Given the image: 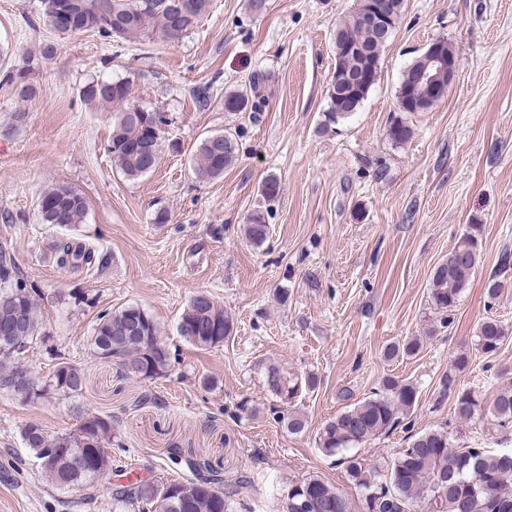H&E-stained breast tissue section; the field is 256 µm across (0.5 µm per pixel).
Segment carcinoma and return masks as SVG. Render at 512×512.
Returning a JSON list of instances; mask_svg holds the SVG:
<instances>
[{
  "mask_svg": "<svg viewBox=\"0 0 512 512\" xmlns=\"http://www.w3.org/2000/svg\"><path fill=\"white\" fill-rule=\"evenodd\" d=\"M73 24L56 30L61 36L80 32H95L103 38L128 42H173L196 28L208 12L210 0H66ZM390 17L388 25L395 30L404 11V0H380ZM335 53L334 72L337 79L329 89L330 107L327 124L349 118L367 98L378 81L384 43L380 32L363 22L357 14H348L336 23L332 35ZM425 54L417 56L404 70L400 82L399 107L406 106L409 95L426 101L433 99L432 86L412 88L415 70L426 63ZM130 82L123 79L97 78L82 91L85 101L113 110L112 135L108 152L123 177L139 178L159 164L161 153L150 157L149 145L156 140L155 125H167L165 115L155 113V121L141 123L130 113L141 106L130 100ZM388 137L398 143L408 141L412 129L403 121H395ZM237 155V142L229 133L204 137L195 153V172L201 179H215L224 174ZM38 206L42 222L66 230L84 223L87 213L85 197L74 188L59 184L40 195ZM270 225L263 212L256 211L245 225L249 241L259 246L270 235ZM478 224L462 234L448 251L445 260L432 275L430 300L434 309L451 317L461 291L475 273L480 256ZM57 262L80 267L95 265L103 269L108 256L91 248L73 245L68 239L55 244ZM27 286L11 259L0 252V390L13 391L12 382L19 372L26 377L28 400H39L49 393L70 395L85 384L80 367L59 362L49 380L42 382L27 372L22 364L26 344L41 336L42 320L38 316L34 294ZM234 326L224 309L213 299L195 295L183 310L178 331L183 339L198 349L206 350L224 343ZM505 340V330L494 318L479 326L475 349L487 358H494ZM421 347L417 336L395 342L384 350L389 360L414 355ZM94 356L112 358L121 353L125 376H141L133 370L139 365L146 378L167 375L175 357L161 339L154 319L137 305L120 306L102 311L92 336ZM468 354L455 357L449 371L440 378L438 401L452 399L458 419L469 421L482 411V398L472 389L459 388L456 376L468 366ZM265 384L269 392L289 404L302 386H315L311 376L290 381L275 364L265 368ZM418 402L414 384L394 376L382 379L373 395L346 407L336 418L324 424L318 434V447L328 457L343 460L345 475L361 493L359 512H512V449L492 453L484 448H454L448 433L430 431L408 436L407 446L386 465L376 467L350 450L365 445L403 426V422ZM488 412L499 426L512 425V384L499 390ZM274 419L293 435L308 427L306 416L296 410L282 408L273 412ZM111 434V421L99 416L87 418L84 433H50L36 424L22 429V440L37 461L53 452L54 462L44 469L53 484L63 487H87L97 474L112 468V452L105 443ZM171 459L185 463L192 474L186 482H196V494L180 496L165 494L164 486L177 487L180 482L167 484L141 480L126 482L130 494L119 499L127 506H137L145 512H233L234 491L224 487L222 468L209 460H200L192 453L173 449ZM302 497L310 500L307 512H353L351 503L339 489L319 475H311L292 486L286 500Z\"/></svg>",
  "mask_w": 512,
  "mask_h": 512,
  "instance_id": "cac0c4a2",
  "label": "carcinoma"
}]
</instances>
